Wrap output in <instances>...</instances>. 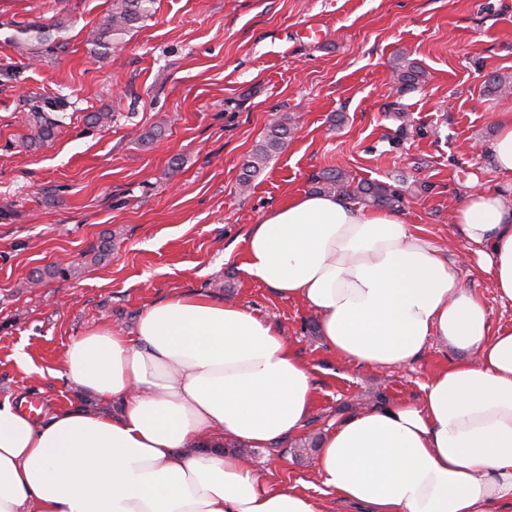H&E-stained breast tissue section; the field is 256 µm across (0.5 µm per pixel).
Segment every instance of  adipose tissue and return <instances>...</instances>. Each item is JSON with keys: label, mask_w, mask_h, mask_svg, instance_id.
<instances>
[{"label": "adipose tissue", "mask_w": 512, "mask_h": 512, "mask_svg": "<svg viewBox=\"0 0 512 512\" xmlns=\"http://www.w3.org/2000/svg\"><path fill=\"white\" fill-rule=\"evenodd\" d=\"M453 222L512 302V202L473 189ZM242 243L246 273L302 300L358 366H407L433 336L468 354L419 400L326 431L318 472L347 512H512V325L491 324L458 261L397 213L314 192L270 209ZM61 375L122 412L60 407L37 421L0 404V512H325L223 449L285 438L314 405L311 371L273 319L180 294L146 307L133 333L74 339Z\"/></svg>", "instance_id": "1"}]
</instances>
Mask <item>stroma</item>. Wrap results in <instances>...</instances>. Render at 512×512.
Wrapping results in <instances>:
<instances>
[{"label": "stroma", "instance_id": "stroma-1", "mask_svg": "<svg viewBox=\"0 0 512 512\" xmlns=\"http://www.w3.org/2000/svg\"><path fill=\"white\" fill-rule=\"evenodd\" d=\"M112 0H0V402L70 403L119 412L58 377L73 339L111 325L132 331L154 301L202 291L273 318L312 370L306 425L248 454L270 483L302 485L332 503L317 449H302L364 406L415 401L431 374L463 351L434 338L401 369L373 370L327 348L316 315L243 269L241 239L263 214L312 192L321 173L375 181L403 196L399 215L456 250L452 212L473 186L512 200L492 161L496 116L512 96L491 94L512 73V0H157L123 49L101 65L91 38ZM42 24L57 43L41 62L13 44ZM424 70L399 92L391 61ZM61 101L52 138L22 144L33 105ZM111 118L91 125L86 116ZM291 132L250 188L243 165L274 118ZM157 138L142 142L145 132ZM112 242L101 262L93 254ZM68 279L27 283L47 265ZM492 324L512 322L490 276L460 269Z\"/></svg>", "mask_w": 512, "mask_h": 512}]
</instances>
